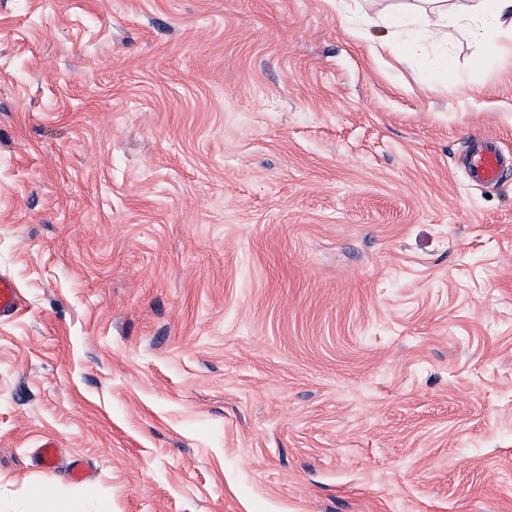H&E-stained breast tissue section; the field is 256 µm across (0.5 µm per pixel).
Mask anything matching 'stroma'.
I'll use <instances>...</instances> for the list:
<instances>
[{"label":"stroma","instance_id":"1","mask_svg":"<svg viewBox=\"0 0 512 512\" xmlns=\"http://www.w3.org/2000/svg\"><path fill=\"white\" fill-rule=\"evenodd\" d=\"M391 34L0 0V512H512V36ZM464 167L475 185L498 183L512 172V155L504 153L494 140L477 135L467 146ZM21 306V296L14 281L0 276V318L12 316Z\"/></svg>","mask_w":512,"mask_h":512}]
</instances>
